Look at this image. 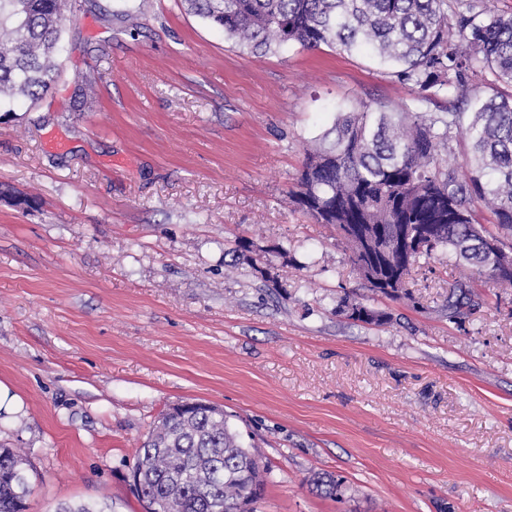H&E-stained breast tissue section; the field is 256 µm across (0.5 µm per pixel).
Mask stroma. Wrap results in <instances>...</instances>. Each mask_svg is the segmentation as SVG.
<instances>
[{"instance_id": "stroma-1", "label": "stroma", "mask_w": 512, "mask_h": 512, "mask_svg": "<svg viewBox=\"0 0 512 512\" xmlns=\"http://www.w3.org/2000/svg\"><path fill=\"white\" fill-rule=\"evenodd\" d=\"M62 45L55 86L0 116V383L22 402L0 445L30 465L26 512H142L130 470L183 402L258 447V512H512V288L423 259L412 300L370 299L390 323L352 321L348 251L289 196L339 106L410 86L327 46L250 54L180 0H73ZM458 282L481 305L455 323ZM307 482H309L312 489H315L317 493L330 498H343L348 491L344 480L331 473L314 474L309 477Z\"/></svg>"}]
</instances>
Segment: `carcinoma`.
Wrapping results in <instances>:
<instances>
[{
    "instance_id": "obj_1",
    "label": "carcinoma",
    "mask_w": 512,
    "mask_h": 512,
    "mask_svg": "<svg viewBox=\"0 0 512 512\" xmlns=\"http://www.w3.org/2000/svg\"><path fill=\"white\" fill-rule=\"evenodd\" d=\"M194 14L254 55L284 47L325 45L363 53L411 85L412 103L391 112L357 99L340 108L314 140L297 177L294 202L316 223L331 224L352 250L370 291L409 299L417 259L448 254L479 274L512 286L502 259L508 250L490 229L512 231V14L491 0H181ZM69 0H0V112L17 98L37 101L59 76L55 55ZM481 75L483 88L472 83ZM452 97L454 109L428 112L424 103ZM462 150L469 176L448 157ZM484 204L492 225L474 218ZM340 307L354 321L390 320L345 294ZM480 307L463 284L450 287L448 320ZM140 501L166 512H254L267 469L244 446L224 410L194 402L172 406L147 435L134 465ZM321 495L348 491L331 473L309 477ZM27 461L0 448V512H25Z\"/></svg>"
}]
</instances>
